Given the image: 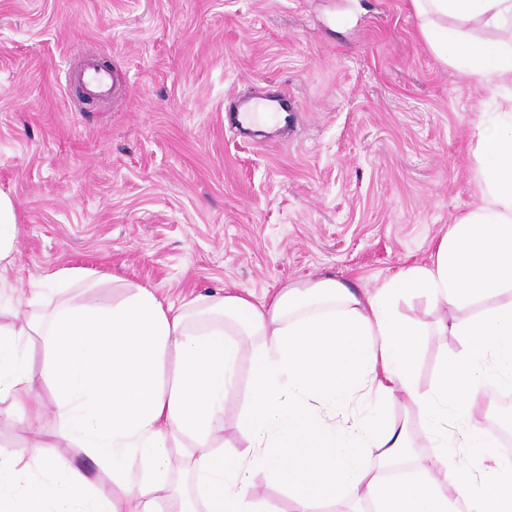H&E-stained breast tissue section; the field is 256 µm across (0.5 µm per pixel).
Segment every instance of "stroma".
<instances>
[{
  "label": "stroma",
  "mask_w": 512,
  "mask_h": 512,
  "mask_svg": "<svg viewBox=\"0 0 512 512\" xmlns=\"http://www.w3.org/2000/svg\"><path fill=\"white\" fill-rule=\"evenodd\" d=\"M411 0H0V191L20 223L10 280L116 274L178 302L260 300L333 277L376 289L430 264L479 201L476 127L494 98L422 38ZM85 54L124 90L67 85ZM288 90V125L240 134L235 96ZM420 325L418 386L461 350L447 311L400 299ZM38 424L61 437L48 383Z\"/></svg>",
  "instance_id": "1"
}]
</instances>
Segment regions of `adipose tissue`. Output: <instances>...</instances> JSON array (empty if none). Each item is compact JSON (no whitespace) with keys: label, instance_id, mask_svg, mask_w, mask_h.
Wrapping results in <instances>:
<instances>
[{"label":"adipose tissue","instance_id":"1","mask_svg":"<svg viewBox=\"0 0 512 512\" xmlns=\"http://www.w3.org/2000/svg\"><path fill=\"white\" fill-rule=\"evenodd\" d=\"M412 4L434 51L500 94L511 114L502 87L512 49L449 22L512 40V0ZM474 155L479 204L449 227L430 265L372 294L326 277L259 302L227 292L178 305L121 277L119 297L102 300L104 277L86 268L31 281L16 298L26 317L0 327V401L39 417L36 382L50 383L84 459L47 455L37 438L0 454V512H277L254 489L258 471L286 493L289 512H341L348 492L373 512H512V464L470 424L486 387L512 391V126L479 125ZM18 236L15 205L0 193V288L10 285ZM411 294L453 310L438 332L462 346L424 391L415 384L421 330L395 310ZM36 336L38 375L28 355ZM400 392L418 427L388 414ZM231 400L249 440L241 453L219 439ZM420 432L432 455L415 456ZM370 448L379 466L367 464ZM410 456L412 475L387 476L383 463Z\"/></svg>","mask_w":512,"mask_h":512}]
</instances>
